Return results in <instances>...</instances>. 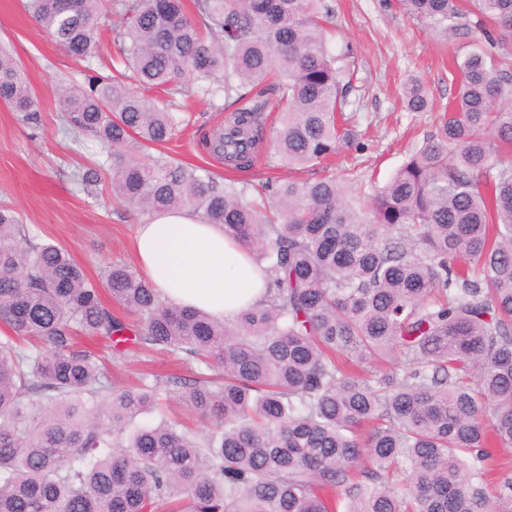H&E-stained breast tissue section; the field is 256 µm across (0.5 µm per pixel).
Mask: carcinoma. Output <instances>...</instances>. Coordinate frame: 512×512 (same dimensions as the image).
Instances as JSON below:
<instances>
[{
    "label": "carcinoma",
    "instance_id": "1",
    "mask_svg": "<svg viewBox=\"0 0 512 512\" xmlns=\"http://www.w3.org/2000/svg\"><path fill=\"white\" fill-rule=\"evenodd\" d=\"M445 36L463 12L492 37L512 0H399ZM76 61L104 59L101 22L125 70L106 64L57 99L81 146L112 150V196L152 214L189 208L268 276L261 303L218 320L166 299L122 262L93 281L68 250L36 243L0 206V512H512V72L475 48L435 134L369 196L352 173L258 186L221 183L161 151L175 116L147 91L186 74L224 92V129L204 136L230 169L264 142L315 166L357 138L340 120L352 49L332 51L326 0H24ZM407 111L430 108L416 80ZM0 102L38 120L26 71L0 46ZM103 166L76 174L85 190ZM107 292L136 329L105 305ZM132 346L192 375L115 385L105 350ZM94 338L101 348L83 345ZM400 368L365 375L387 357ZM175 397L208 436L162 412ZM145 412L156 421L137 426Z\"/></svg>",
    "mask_w": 512,
    "mask_h": 512
}]
</instances>
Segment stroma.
<instances>
[{
  "instance_id": "obj_1",
  "label": "stroma",
  "mask_w": 512,
  "mask_h": 512,
  "mask_svg": "<svg viewBox=\"0 0 512 512\" xmlns=\"http://www.w3.org/2000/svg\"><path fill=\"white\" fill-rule=\"evenodd\" d=\"M336 15V40L355 53L356 78L346 109L359 137L347 151L359 189L386 183L407 155L435 130L438 111L457 94L450 70L454 55L474 49L480 34L468 19H458L455 35L444 38L399 10L395 0H328ZM0 41L8 44L27 70L39 98L38 120L22 123L0 103V205L13 208L37 241L64 246L90 279L108 262L136 266L135 227L144 214L128 210L112 197L110 179L86 192L73 172L83 165L111 164L110 151L87 142L70 152L57 112V83L77 70L53 38L24 10L22 0H0ZM424 84L433 109L408 112L400 104L410 79ZM187 120L169 145L171 156L223 179L228 170L201 144L204 131L224 121L223 95L195 93L186 100ZM186 374L163 353L144 357L115 353L117 383L137 384L145 373Z\"/></svg>"
}]
</instances>
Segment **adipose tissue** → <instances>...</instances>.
Listing matches in <instances>:
<instances>
[{"mask_svg": "<svg viewBox=\"0 0 512 512\" xmlns=\"http://www.w3.org/2000/svg\"><path fill=\"white\" fill-rule=\"evenodd\" d=\"M134 250L143 279L171 302L234 317L267 293L251 256L187 209L152 215L138 224Z\"/></svg>", "mask_w": 512, "mask_h": 512, "instance_id": "1", "label": "adipose tissue"}]
</instances>
